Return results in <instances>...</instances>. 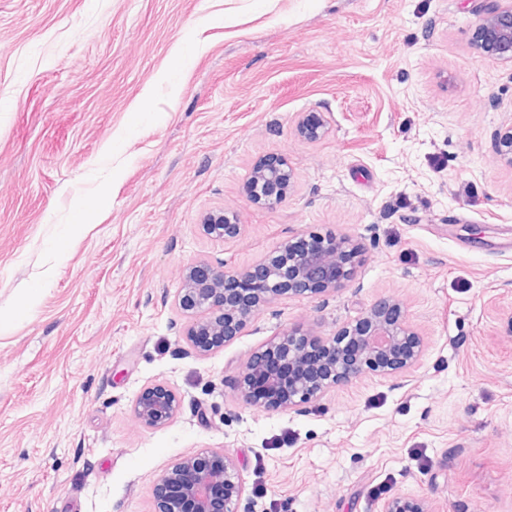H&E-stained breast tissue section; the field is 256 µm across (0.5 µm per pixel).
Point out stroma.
Listing matches in <instances>:
<instances>
[{"label":"stroma","instance_id":"1","mask_svg":"<svg viewBox=\"0 0 512 512\" xmlns=\"http://www.w3.org/2000/svg\"><path fill=\"white\" fill-rule=\"evenodd\" d=\"M501 3L0 0V512H154L164 471L211 449L239 512H512V61L477 47ZM271 158L293 174L273 208L243 191ZM223 208L239 237L202 231ZM312 231L360 245L347 287L195 353L183 270ZM386 297L414 367L296 410L238 399L282 330ZM154 385L181 401L162 427L134 414ZM433 505L423 498H407L403 496L388 500L383 512H436Z\"/></svg>","mask_w":512,"mask_h":512}]
</instances>
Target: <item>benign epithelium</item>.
Returning <instances> with one entry per match:
<instances>
[{
	"label": "benign epithelium",
	"instance_id": "1",
	"mask_svg": "<svg viewBox=\"0 0 512 512\" xmlns=\"http://www.w3.org/2000/svg\"><path fill=\"white\" fill-rule=\"evenodd\" d=\"M488 39L480 49L512 61V0L480 20ZM296 130L306 140L325 134L326 121L298 119ZM496 154L512 165V126L499 133ZM292 173L280 160L258 165L245 185L247 197L268 207L281 203L291 187ZM275 184L277 195L263 186ZM201 227L211 236L232 239L241 225L219 210L205 215ZM312 246L296 253L286 241L256 264L241 269L215 268L206 262L189 266L182 274L177 295L185 310L204 316L193 320L186 336L200 353L221 347L237 328L263 306L284 296L317 295L343 288L353 269L336 275L345 253L354 249L347 236L308 234ZM422 354L418 335L406 321L401 304L384 298L365 309L354 324L330 337L310 329L288 330L264 350L252 354L241 366L236 390L253 407L290 410L322 396L331 388L348 384L369 373L392 374L415 365ZM288 369V386L280 388L278 368ZM180 401L162 385L146 388L134 405L136 417L149 426H163L177 414ZM243 483L231 460L209 451L184 457L162 475L155 512H237ZM383 512H436L423 498L394 497Z\"/></svg>",
	"mask_w": 512,
	"mask_h": 512
}]
</instances>
